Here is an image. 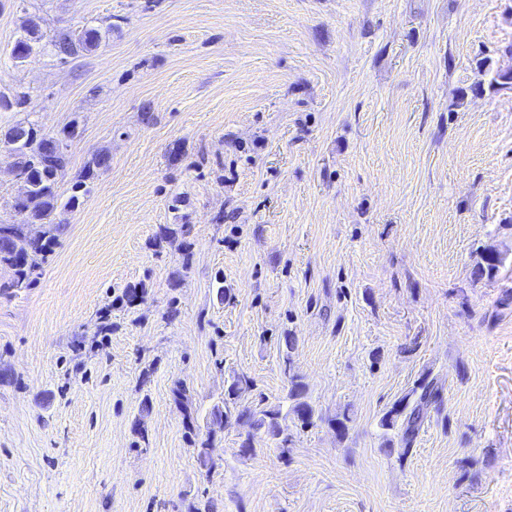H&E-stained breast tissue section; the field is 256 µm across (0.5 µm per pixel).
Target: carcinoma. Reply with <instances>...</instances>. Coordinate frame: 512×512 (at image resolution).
Listing matches in <instances>:
<instances>
[{
  "label": "carcinoma",
  "mask_w": 512,
  "mask_h": 512,
  "mask_svg": "<svg viewBox=\"0 0 512 512\" xmlns=\"http://www.w3.org/2000/svg\"><path fill=\"white\" fill-rule=\"evenodd\" d=\"M22 34L15 41L11 55L13 59L22 62L30 57L36 44L41 39V27L37 17L28 16L21 25ZM101 41L100 30L86 27L76 34H64L55 41V52L59 56L71 57L83 51H90ZM8 133L16 136L23 135L25 139L10 146L12 154L17 158L14 163L16 175L26 184V192L15 202V207L26 213L27 222L24 224H0V264H6L14 270L13 279L5 285L4 292L16 294L31 287L38 278V270L54 252L59 235L64 225L54 223L52 213L58 203L57 178L65 169L67 158L63 141L39 135L31 123L19 122L8 129ZM109 156L105 153L96 154L89 162L85 180L78 183L75 189L86 187V181L91 179L94 169L108 166ZM505 257L502 254L482 255L475 265L473 275L477 279L494 278ZM253 387V380L241 374L224 392V407H214L211 425L222 429L230 419L247 421L252 432L240 445V455L255 454L254 433L259 432L286 446L289 437L281 424L282 412L276 407L262 405L253 409H245L232 414L230 406L236 403L239 394ZM420 393L415 402H409L405 396L386 413L380 421L386 430L399 429L400 442L404 445L403 452L409 451L425 410L431 404L439 401L440 388L433 382L418 386ZM305 384L300 377H290L288 398L294 401L291 406L293 413L303 424L309 425L314 417V410L306 401Z\"/></svg>",
  "instance_id": "obj_1"
}]
</instances>
